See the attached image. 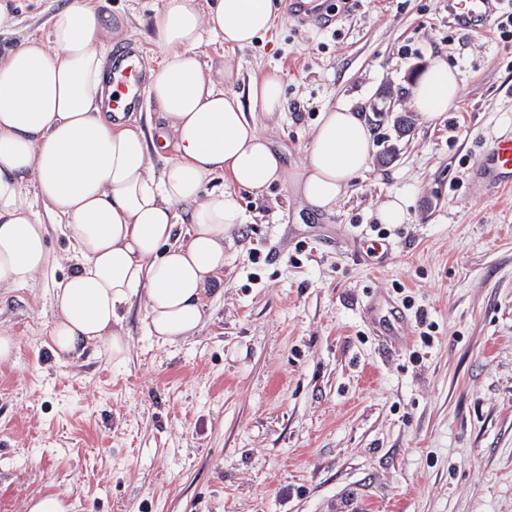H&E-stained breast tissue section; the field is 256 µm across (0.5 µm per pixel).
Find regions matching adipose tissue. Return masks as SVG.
<instances>
[{"label":"adipose tissue","mask_w":512,"mask_h":512,"mask_svg":"<svg viewBox=\"0 0 512 512\" xmlns=\"http://www.w3.org/2000/svg\"><path fill=\"white\" fill-rule=\"evenodd\" d=\"M102 6L66 0L45 34L0 49V288L55 264L47 238L57 228L76 262L56 290L52 351L77 357L100 344L119 364L133 300L161 341L199 332L208 296L224 291V237L243 221L239 191L258 198L286 183L310 210L332 212L369 169L372 132L359 112L335 105L321 113L305 161L287 168L245 110L282 113V75L251 77L243 100L218 86L237 71L201 64L205 33L247 47L271 30L282 0H162L154 26L164 56L148 86L158 120L107 115L106 45L125 31ZM458 101L456 71L434 58L411 89L412 108L433 121ZM168 150L155 172L152 154ZM218 177L226 188H212Z\"/></svg>","instance_id":"obj_1"}]
</instances>
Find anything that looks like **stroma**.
I'll list each match as a JSON object with an SVG mask.
<instances>
[{"label":"stroma","instance_id":"stroma-1","mask_svg":"<svg viewBox=\"0 0 512 512\" xmlns=\"http://www.w3.org/2000/svg\"><path fill=\"white\" fill-rule=\"evenodd\" d=\"M64 0H24L0 45L43 28ZM328 26L283 10L251 46L206 35L202 63L232 60L224 90L279 71L286 104L260 132L287 166L304 161L320 112L349 103L373 133L369 170L335 209L312 214L287 185L241 193L224 239V295L205 325L165 343L145 312L124 320L130 352L57 358L49 268L0 292V512L43 492L73 512H512V191L483 177L512 135V38L464 30L448 0H320ZM161 0H106L134 53L161 60ZM458 73L456 110L427 122L409 88L435 55ZM390 94L398 133L371 110ZM407 197L408 220L378 205ZM404 316L407 346L380 328ZM407 215L406 202L402 195H394L384 200L376 211L380 224H403Z\"/></svg>","mask_w":512,"mask_h":512}]
</instances>
